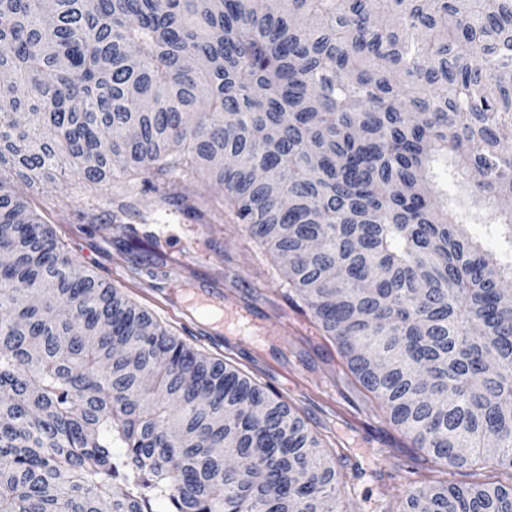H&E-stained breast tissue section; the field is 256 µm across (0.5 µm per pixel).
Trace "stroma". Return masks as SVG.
Listing matches in <instances>:
<instances>
[{"instance_id":"stroma-1","label":"stroma","mask_w":512,"mask_h":512,"mask_svg":"<svg viewBox=\"0 0 512 512\" xmlns=\"http://www.w3.org/2000/svg\"><path fill=\"white\" fill-rule=\"evenodd\" d=\"M447 190L470 236L500 252L499 239L477 220L471 194L453 181ZM48 195L43 220L82 264L149 311L173 336L226 361L285 401L327 453L342 454L344 512H396L411 488L407 470L420 466L424 453L347 372L336 343L289 290L282 269L264 247L245 239L234 224L202 233L199 220L188 218L180 206L156 202L137 183L110 181L91 190L68 175ZM124 204L138 205L154 236L159 262L153 271L132 272L119 244L96 230ZM188 288L221 297V334L203 335L189 326ZM241 314L257 325L256 335H240ZM282 320L294 324V331L285 336L275 332Z\"/></svg>"}]
</instances>
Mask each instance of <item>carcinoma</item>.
Listing matches in <instances>:
<instances>
[{
	"instance_id": "carcinoma-1",
	"label": "carcinoma",
	"mask_w": 512,
	"mask_h": 512,
	"mask_svg": "<svg viewBox=\"0 0 512 512\" xmlns=\"http://www.w3.org/2000/svg\"><path fill=\"white\" fill-rule=\"evenodd\" d=\"M0 0V512H340L307 423L57 243L30 197L197 173L360 387L467 486L399 512H512V0ZM118 230L132 261L137 207ZM445 189L448 190V199L451 200L458 218L463 224H467L470 236L480 240L488 250L507 257L499 239L489 234L487 226L481 224L475 217L478 210L474 206L472 195L451 178H448V185L445 184ZM508 257L510 258V254Z\"/></svg>"
}]
</instances>
